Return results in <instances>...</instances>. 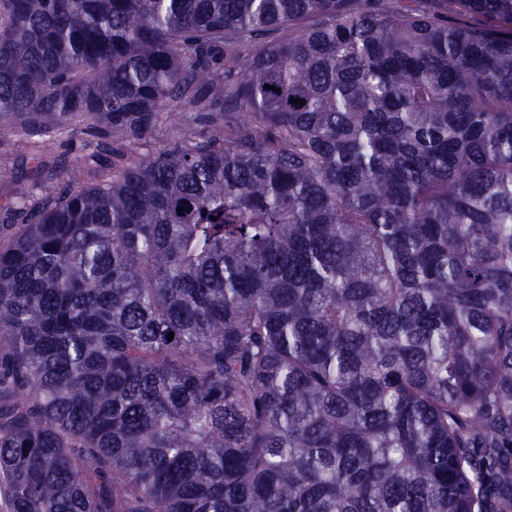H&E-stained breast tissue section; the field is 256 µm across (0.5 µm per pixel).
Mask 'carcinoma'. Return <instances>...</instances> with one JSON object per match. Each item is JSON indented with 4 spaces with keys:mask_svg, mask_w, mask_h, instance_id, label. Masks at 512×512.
Returning a JSON list of instances; mask_svg holds the SVG:
<instances>
[{
    "mask_svg": "<svg viewBox=\"0 0 512 512\" xmlns=\"http://www.w3.org/2000/svg\"><path fill=\"white\" fill-rule=\"evenodd\" d=\"M74 126L0 208L11 512H512V0H0V134ZM195 128L196 124L193 123L190 115L184 113L178 121L162 124L156 132L148 134L146 138L156 147L164 145L170 147L173 146L183 134L195 130ZM96 140L87 134L85 130L77 132L69 131L59 134L54 139L53 156L54 164L51 166V174H43V177L58 180H69L78 185L88 184L91 181L88 170L84 167L82 157L87 149Z\"/></svg>",
    "mask_w": 512,
    "mask_h": 512,
    "instance_id": "carcinoma-1",
    "label": "carcinoma"
}]
</instances>
